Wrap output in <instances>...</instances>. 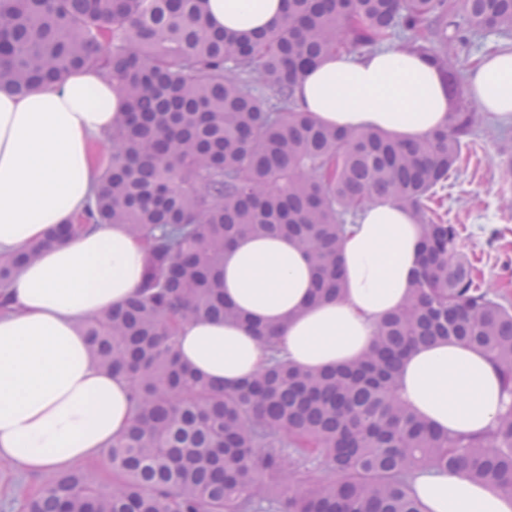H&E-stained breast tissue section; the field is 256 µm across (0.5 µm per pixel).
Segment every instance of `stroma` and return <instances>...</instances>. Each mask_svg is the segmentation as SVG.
Listing matches in <instances>:
<instances>
[{"label":"stroma","mask_w":512,"mask_h":512,"mask_svg":"<svg viewBox=\"0 0 512 512\" xmlns=\"http://www.w3.org/2000/svg\"><path fill=\"white\" fill-rule=\"evenodd\" d=\"M501 117L481 114L475 143L463 159L445 207L459 227L460 247L476 259L489 288L512 299V186L501 179ZM46 473L32 474L0 462V512H23L24 496L37 489Z\"/></svg>","instance_id":"obj_1"}]
</instances>
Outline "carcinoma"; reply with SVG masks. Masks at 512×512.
I'll list each match as a JSON object with an SVG mask.
<instances>
[{
  "label": "carcinoma",
  "mask_w": 512,
  "mask_h": 512,
  "mask_svg": "<svg viewBox=\"0 0 512 512\" xmlns=\"http://www.w3.org/2000/svg\"><path fill=\"white\" fill-rule=\"evenodd\" d=\"M287 2L246 34L215 25L208 0H0V85L24 95L89 68L122 88L112 157L79 226L121 224L146 244L136 292L81 324L98 363L128 381L132 424L103 474L57 472L27 494L26 512H422L409 484L430 467L512 492V402L467 435L433 428L397 393L410 351L454 340L483 351L512 398V304L482 286L456 225L430 206L475 136L461 55L479 32L512 33V0ZM387 46L440 69L448 123L403 141L299 108L308 67ZM382 199L413 212L422 255L369 351L303 370L257 325L267 361L237 387L180 363L181 324L240 319L224 301V251L237 239H292L314 270L313 300L337 299L342 241ZM74 231L59 225L1 258L4 300L19 267Z\"/></svg>",
  "instance_id": "cac0c4a2"
}]
</instances>
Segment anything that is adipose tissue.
Returning a JSON list of instances; mask_svg holds the SVG:
<instances>
[{
    "label": "adipose tissue",
    "mask_w": 512,
    "mask_h": 512,
    "mask_svg": "<svg viewBox=\"0 0 512 512\" xmlns=\"http://www.w3.org/2000/svg\"><path fill=\"white\" fill-rule=\"evenodd\" d=\"M286 0H209L215 23L256 32L283 16ZM481 111L512 114V51L467 76ZM299 107L344 130L419 140L448 120L435 66L399 47L329 56L297 80ZM123 108L121 88L94 70L19 97L0 87V256L21 252L60 224L76 222L100 175V147ZM422 230L411 211L370 204L343 239L341 298L310 301L313 269L291 239L245 236L224 253V298L240 320L191 321L178 330L182 361L232 388L264 364L251 323L277 331L294 365L349 364L368 351L377 321L407 300ZM143 243L117 224H90L42 250L17 272L0 308V459L30 473L67 471L103 459L133 416L126 379L102 369L81 323L122 304L139 286ZM400 396L430 425L462 434L488 430L507 398L480 350L439 341L404 359ZM424 512H512V494L461 472L430 469L411 482Z\"/></svg>",
    "instance_id": "adipose-tissue-1"
}]
</instances>
